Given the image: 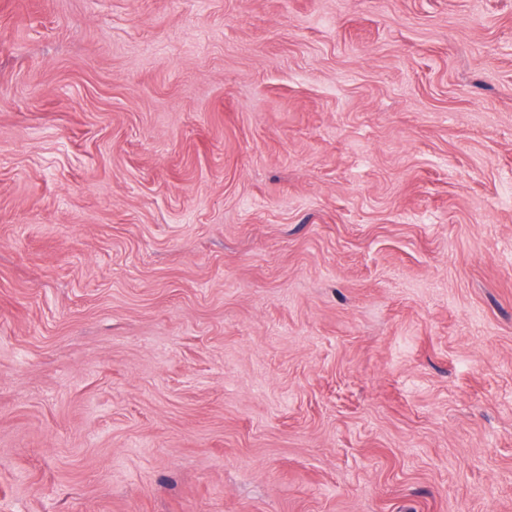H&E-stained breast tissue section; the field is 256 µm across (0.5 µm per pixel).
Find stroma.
Instances as JSON below:
<instances>
[{
    "mask_svg": "<svg viewBox=\"0 0 512 512\" xmlns=\"http://www.w3.org/2000/svg\"><path fill=\"white\" fill-rule=\"evenodd\" d=\"M0 512H512V0H0Z\"/></svg>",
    "mask_w": 512,
    "mask_h": 512,
    "instance_id": "35a3bbf8",
    "label": "stroma"
}]
</instances>
